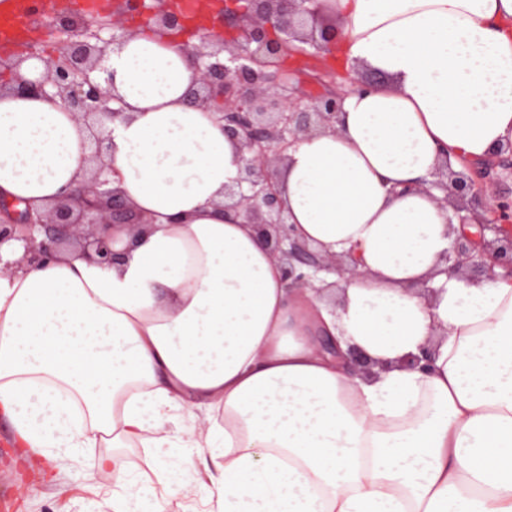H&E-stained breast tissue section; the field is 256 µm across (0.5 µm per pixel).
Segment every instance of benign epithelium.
Listing matches in <instances>:
<instances>
[{
    "label": "benign epithelium",
    "mask_w": 512,
    "mask_h": 512,
    "mask_svg": "<svg viewBox=\"0 0 512 512\" xmlns=\"http://www.w3.org/2000/svg\"><path fill=\"white\" fill-rule=\"evenodd\" d=\"M305 0H248L242 9L229 7L216 18L220 26L235 28L236 40L228 57L217 59L219 51L207 50V36L193 55L197 82L190 92L196 105L215 102L224 135L237 141L245 151L239 183L247 190L228 189L224 210L244 214L256 226L273 256L285 265L290 288H312L320 272H334L347 281L360 280L366 272L357 260L326 257L293 238L280 199L273 165L303 136L335 129L347 90H332L310 100L288 93L293 73L281 65L284 53L298 41L320 52L336 41V28L321 18L319 8L299 10ZM148 9L146 0H116L112 10L90 21L81 14L47 9L44 0H32V17L59 35L58 55L44 60L45 72L35 81H20L16 91L46 97L49 91L62 100L67 111L89 131L86 148L96 161L108 151L105 123L118 115L108 107L110 93L91 78L99 68L105 46L120 44L130 34L127 17ZM157 26L178 29L185 16L174 8L154 7ZM500 160L480 163L471 175L449 172L453 189L444 202L455 212L470 211L478 219L479 233L454 239L445 261L457 273L473 269L483 273L486 262L512 275V225L503 224L511 200L497 195L492 170ZM108 181L95 174L87 183L69 192L46 215L29 212L0 220V247L11 241L23 243L24 254L15 262L0 258V272L8 273L19 264H38L64 247L79 249L87 260L110 267L120 257L112 248V227L125 226L134 233L145 221Z\"/></svg>",
    "instance_id": "benign-epithelium-1"
}]
</instances>
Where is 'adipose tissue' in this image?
Returning a JSON list of instances; mask_svg holds the SVG:
<instances>
[{
	"label": "adipose tissue",
	"mask_w": 512,
	"mask_h": 512,
	"mask_svg": "<svg viewBox=\"0 0 512 512\" xmlns=\"http://www.w3.org/2000/svg\"><path fill=\"white\" fill-rule=\"evenodd\" d=\"M319 4L328 58L379 80L277 181L295 236L366 278L288 288L255 226L218 210L242 153L189 102L192 39L158 27L108 46L96 74L121 111L104 175L145 231L114 230L109 267L61 253L0 274V415L45 473L100 449L106 512L197 495L206 512H512V277L447 273L471 226L431 186L512 141V0ZM87 135L60 100L0 86V209L70 192ZM352 347L372 375L349 369ZM425 349L429 371L405 365ZM137 445L156 480L131 493L108 451ZM168 448L206 462L171 479Z\"/></svg>",
	"instance_id": "1"
}]
</instances>
